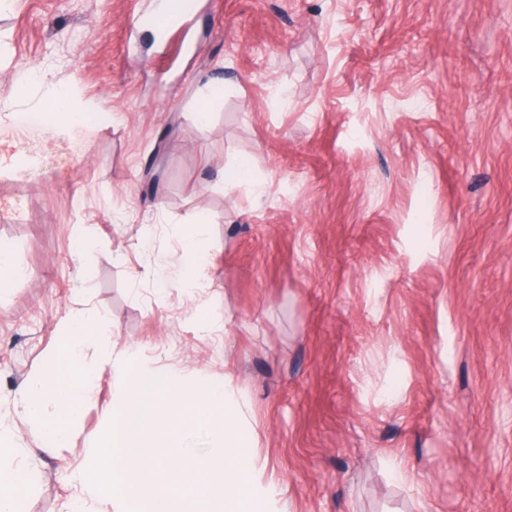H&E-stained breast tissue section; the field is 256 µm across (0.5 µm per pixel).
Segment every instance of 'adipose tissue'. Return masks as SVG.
I'll return each mask as SVG.
<instances>
[{"instance_id":"1","label":"adipose tissue","mask_w":512,"mask_h":512,"mask_svg":"<svg viewBox=\"0 0 512 512\" xmlns=\"http://www.w3.org/2000/svg\"><path fill=\"white\" fill-rule=\"evenodd\" d=\"M104 334L92 308L76 310L59 338L55 366L17 398L16 410L37 424L46 446L68 443L71 422L90 393L89 377L81 371L77 353L84 343ZM9 433V427L0 423V512H22L21 499L31 483V474L16 466L23 451L10 444Z\"/></svg>"}]
</instances>
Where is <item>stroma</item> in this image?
<instances>
[{
    "label": "stroma",
    "instance_id": "obj_1",
    "mask_svg": "<svg viewBox=\"0 0 512 512\" xmlns=\"http://www.w3.org/2000/svg\"><path fill=\"white\" fill-rule=\"evenodd\" d=\"M164 2L0 7V244L25 269L0 291V420L24 512H113L71 475L122 353L243 404L266 512H512V0H194L162 42L143 20ZM56 85L85 120L29 122ZM244 158L261 200L221 187ZM199 221L192 288L167 262ZM86 300L112 334L48 449L14 400Z\"/></svg>",
    "mask_w": 512,
    "mask_h": 512
}]
</instances>
